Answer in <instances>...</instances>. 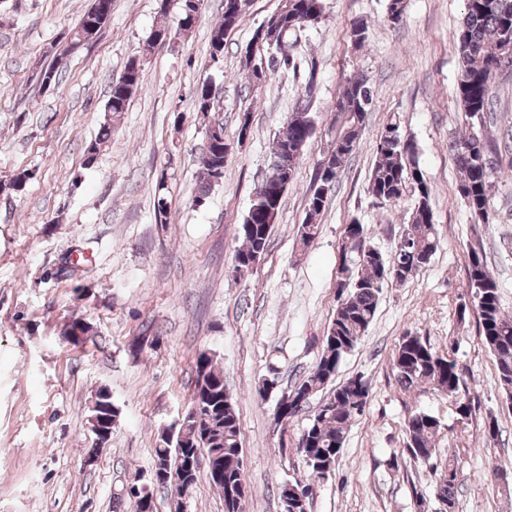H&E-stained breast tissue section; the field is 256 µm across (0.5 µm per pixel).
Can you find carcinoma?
Returning <instances> with one entry per match:
<instances>
[{"mask_svg": "<svg viewBox=\"0 0 512 512\" xmlns=\"http://www.w3.org/2000/svg\"><path fill=\"white\" fill-rule=\"evenodd\" d=\"M250 0H223L218 24L210 31L209 58H224L225 39L235 30L248 11ZM168 4L159 0V21L143 42L139 53L125 64L122 75L112 82L105 106L106 122L102 139L112 132V125L120 120L132 96L141 86L144 61L152 55L160 36L167 30ZM322 0H281L277 12L267 18L256 32L263 52L288 46L289 38L302 28L314 25L313 19L322 16ZM112 14V0H91L88 9L72 29L69 43L54 52L51 63L40 69L41 84L59 86V76L66 57L74 49L95 39ZM459 72L457 92L462 107L459 118L464 131L448 143V150L460 172L457 192L476 224L490 221V198L494 181L493 170L503 152H512L509 136L494 139L483 132L485 112L489 110L501 72L498 65L505 53L512 52V0H465V13L456 37ZM373 105V91L362 74H353L343 83L335 102L336 120L328 134V147L318 161L312 181H320V190L308 194L305 223L299 225L297 235L300 249L308 248L317 239L319 224L328 200L336 191L340 173L358 149L368 112ZM310 99L302 98L290 113L285 132L273 143L269 172L281 173L285 182L293 184L300 172L296 157H303L314 128L312 122L299 121L309 111ZM206 146L199 171V195L196 203L205 200L209 191L224 180V124L205 129ZM288 151H283V147ZM166 177L160 175L156 184L155 219L168 223V200L164 195ZM413 184V208L399 239L407 246L396 256L403 271L414 268L422 271L429 266L439 247V237L432 211L433 188L422 172L413 140L400 130L396 122L387 123L376 145V160L370 178V193L380 205H397L406 198L404 189ZM281 198L269 202L267 196L254 187L247 214L240 224L242 245L234 254L233 269L247 268L267 250L270 234L280 208ZM355 241L342 239L338 251L342 263L336 273V310L323 336L319 358L309 374L288 393L281 395L276 407L283 410V418L298 414L293 409V396L312 399L319 393L331 400V405H318L310 423L295 443L297 453L304 459L311 476L320 478V467L335 463L346 433L356 416L364 413L370 391L369 382L360 376L335 383L343 359L361 342L372 323L384 284L404 285L413 277L401 273L384 276L389 257L372 245L364 227L356 225ZM467 288L472 307L478 318L479 335L494 355L497 382L507 399L512 401V316L501 306L498 282L484 257L481 239H476L467 250ZM81 331L82 336L94 335L93 328L81 317H73L66 324L62 336ZM396 379L401 388L413 390L430 388L448 396L454 407L465 418L473 414V401L467 388L465 372L456 360L433 349L424 337L410 331L402 336L394 357ZM201 399L203 408L199 418L185 429L163 433L154 448V466H165L172 471L185 468L192 460L191 485H196L202 469L216 465L224 468V483L214 487L227 494V486L242 480L240 468V417L236 404L224 385V373L208 351L195 356V385L191 399ZM440 421L426 412L411 414L405 424L404 448L415 461L433 465L437 457L436 437ZM438 476L437 495L455 512L456 491L460 467L457 458L450 456L444 467L435 469Z\"/></svg>", "mask_w": 512, "mask_h": 512, "instance_id": "1", "label": "carcinoma"}]
</instances>
